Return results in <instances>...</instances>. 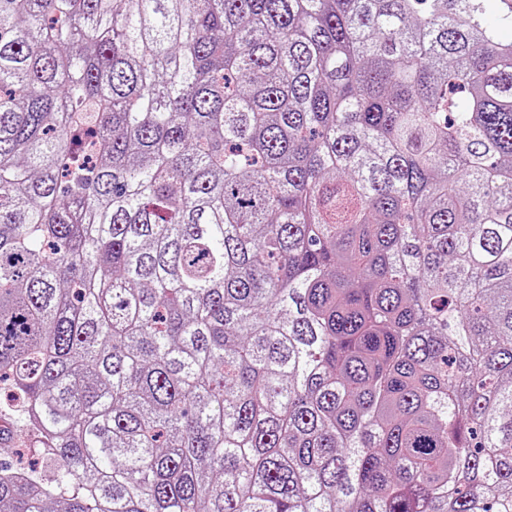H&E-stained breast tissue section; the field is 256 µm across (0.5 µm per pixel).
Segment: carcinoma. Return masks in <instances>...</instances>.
Returning a JSON list of instances; mask_svg holds the SVG:
<instances>
[{"label": "carcinoma", "instance_id": "1", "mask_svg": "<svg viewBox=\"0 0 512 512\" xmlns=\"http://www.w3.org/2000/svg\"><path fill=\"white\" fill-rule=\"evenodd\" d=\"M492 0H0V512H512Z\"/></svg>", "mask_w": 512, "mask_h": 512}]
</instances>
